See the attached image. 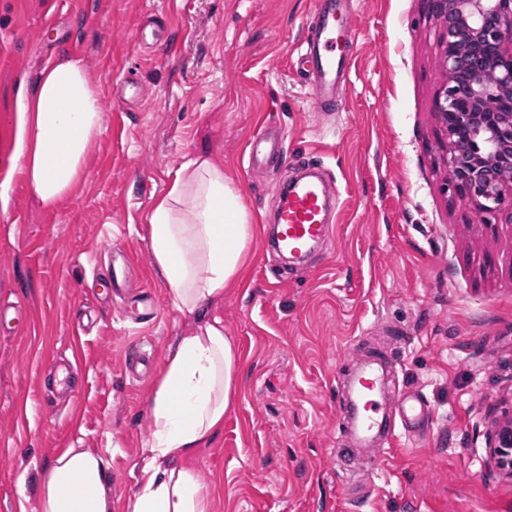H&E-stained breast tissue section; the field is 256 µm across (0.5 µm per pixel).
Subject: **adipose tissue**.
Masks as SVG:
<instances>
[{"label":"adipose tissue","instance_id":"ef3b65f1","mask_svg":"<svg viewBox=\"0 0 512 512\" xmlns=\"http://www.w3.org/2000/svg\"><path fill=\"white\" fill-rule=\"evenodd\" d=\"M103 119L101 92L80 61L57 60L34 88L17 89L13 157L43 204H57L81 181ZM149 222L169 308L198 326L167 349L128 512H210L209 493L185 461L222 429L236 401V346L209 312L243 269L253 226L239 189L200 156L155 197ZM107 467L104 456L90 451L57 456L40 478L38 512H112Z\"/></svg>","mask_w":512,"mask_h":512}]
</instances>
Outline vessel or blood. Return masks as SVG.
I'll use <instances>...</instances> for the list:
<instances>
[{
    "label": "vessel or blood",
    "mask_w": 512,
    "mask_h": 512,
    "mask_svg": "<svg viewBox=\"0 0 512 512\" xmlns=\"http://www.w3.org/2000/svg\"><path fill=\"white\" fill-rule=\"evenodd\" d=\"M353 30L341 0H315V24L298 58L308 68L317 102L329 109L336 106V86L349 73V47ZM285 154L281 141L256 136L249 143V163L261 170L265 160ZM272 246L292 257H303L329 237L326 220L328 196L322 181L297 180L279 187ZM337 417L350 431V444L370 450L369 463L383 460V444L397 435L417 437L432 418L423 396L415 391H392L377 365H362L348 381V396L338 406ZM380 438L381 448L371 446Z\"/></svg>",
    "instance_id": "vessel-or-blood-1"
}]
</instances>
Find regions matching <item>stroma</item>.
<instances>
[{"instance_id":"1","label":"stroma","mask_w":512,"mask_h":512,"mask_svg":"<svg viewBox=\"0 0 512 512\" xmlns=\"http://www.w3.org/2000/svg\"><path fill=\"white\" fill-rule=\"evenodd\" d=\"M356 40L336 111L297 67L314 0H0V512H35L48 463L103 454L112 512H127L165 352L195 322L171 312L150 247L153 200L198 153L222 166L255 228L241 278L213 313L236 344L237 401L192 459L212 512H512L494 472L492 419L512 414V210L479 211L449 184L435 102L441 29L425 0H347ZM60 57L82 61L104 122L80 185L53 207L12 159L11 102ZM287 160L260 172L267 125ZM318 162L332 232L306 264L263 254L289 159ZM129 261L148 319L109 287ZM150 370L130 377L127 350ZM389 365L431 430L381 470L342 452L341 381ZM283 156L288 158L281 140L258 135L249 143V163L254 171H260L265 160L281 159Z\"/></svg>"}]
</instances>
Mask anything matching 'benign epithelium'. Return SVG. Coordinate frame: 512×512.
Masks as SVG:
<instances>
[{
  "mask_svg": "<svg viewBox=\"0 0 512 512\" xmlns=\"http://www.w3.org/2000/svg\"><path fill=\"white\" fill-rule=\"evenodd\" d=\"M426 2L442 29L435 115L450 183L481 211L498 209L512 170V0ZM489 452L512 475V419L489 433Z\"/></svg>",
  "mask_w": 512,
  "mask_h": 512,
  "instance_id": "1",
  "label": "benign epithelium"
}]
</instances>
